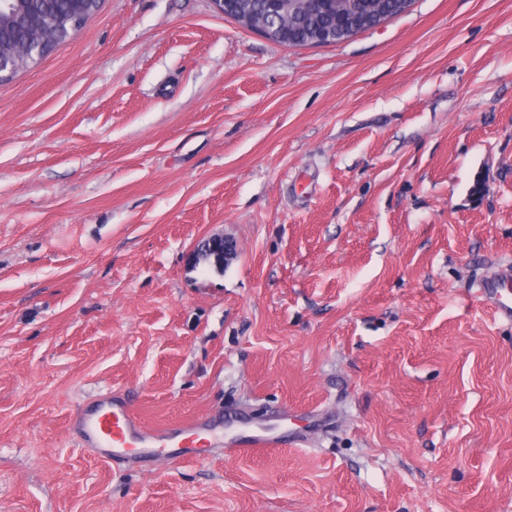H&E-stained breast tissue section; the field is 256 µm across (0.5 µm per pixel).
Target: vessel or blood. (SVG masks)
<instances>
[{"label": "vessel or blood", "instance_id": "vessel-or-blood-1", "mask_svg": "<svg viewBox=\"0 0 512 512\" xmlns=\"http://www.w3.org/2000/svg\"><path fill=\"white\" fill-rule=\"evenodd\" d=\"M478 294L491 303L500 321L512 323L511 270L499 271L483 280ZM78 428L82 446L103 460H201L211 456L213 449L212 442L202 435L205 422L194 418L176 429L148 428L124 398L108 390L98 393L82 409ZM279 445L274 434L252 432L225 441L224 454L263 455Z\"/></svg>", "mask_w": 512, "mask_h": 512}]
</instances>
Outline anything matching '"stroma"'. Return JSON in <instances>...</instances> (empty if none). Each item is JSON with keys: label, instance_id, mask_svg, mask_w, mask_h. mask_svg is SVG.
Wrapping results in <instances>:
<instances>
[{"label": "stroma", "instance_id": "stroma-1", "mask_svg": "<svg viewBox=\"0 0 512 512\" xmlns=\"http://www.w3.org/2000/svg\"><path fill=\"white\" fill-rule=\"evenodd\" d=\"M236 248L223 273L196 243ZM512 0L289 48L101 0L0 82V512H512ZM263 456L128 468L96 394ZM478 294L492 304L496 317L512 323V271L505 269L483 280ZM225 457L240 455H263L272 452L280 445L279 438L269 432H252L231 437L223 441Z\"/></svg>", "mask_w": 512, "mask_h": 512}]
</instances>
